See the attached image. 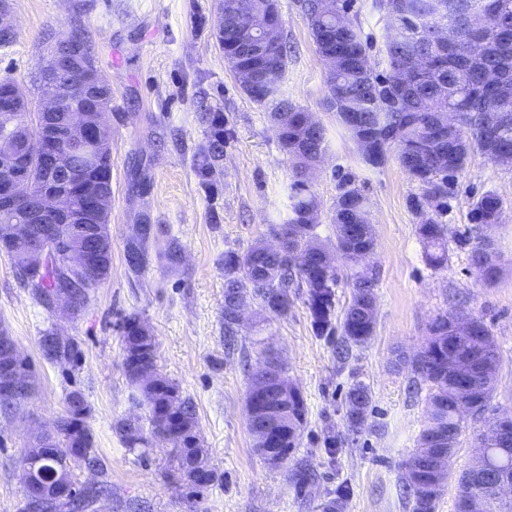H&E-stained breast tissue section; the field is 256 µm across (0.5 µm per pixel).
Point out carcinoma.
<instances>
[{
	"instance_id": "obj_1",
	"label": "carcinoma",
	"mask_w": 512,
	"mask_h": 512,
	"mask_svg": "<svg viewBox=\"0 0 512 512\" xmlns=\"http://www.w3.org/2000/svg\"><path fill=\"white\" fill-rule=\"evenodd\" d=\"M245 8L265 10L282 21L278 0H234ZM443 9L433 14L426 10L425 0H378L377 7L387 20L384 43L385 59L390 71L382 79L369 67L362 68L359 60L369 57L370 46L362 37L359 25L348 15L347 0H338L336 12L321 16L313 13V4H304L310 34L316 51L323 54L320 40L324 28L336 27L340 33L342 59L336 69L327 73L328 94L324 105L336 113V120L350 136L358 135L365 124L380 131L370 147L364 162L372 167L385 163L388 154L395 153L403 170L422 186L427 200L440 210L448 198V180L460 172L473 151L488 159L494 155L512 153V0H440ZM478 15L483 25L474 31L467 26L465 15ZM224 27H216L214 37L224 58L231 67L252 70L265 88L261 92L251 87L244 91L265 107L271 120L281 126L278 139L289 156L294 178L288 191V218L271 227L273 235L283 245L274 252L262 239L240 254L224 252V336L232 342L236 335L238 303L257 304L278 316L288 315L291 303L288 291L304 289L312 326L319 336H332L341 330L345 344H364L374 333L376 315L366 311V295L374 294L377 273L368 275L357 270V253L375 245V237L366 200L354 187L345 186L336 197L332 216L335 229L334 250L320 243L314 233L319 219L320 203L308 185L300 178V170L318 159L325 151V129L312 133L301 121L303 109L295 106L281 93V84L288 72V47L283 30L276 32V42L265 41V32L254 36L258 45L249 51L239 45L229 33V14H224ZM441 26H452L461 36L473 43L481 64L499 71L502 82L489 84L482 78L480 67L464 66L448 56L432 50L430 32ZM79 46L71 58L83 66L85 75L72 74L70 78L81 84L96 80L103 72L95 64L87 37L76 35ZM406 71L412 94L402 95L393 84V73ZM101 97L79 91L66 103L45 116V126L62 136L65 133L71 108L77 105L95 109ZM438 112L456 113L460 118L459 133L435 137L431 133V119ZM206 141L193 160V169L199 184L208 192L214 191L216 168L224 160V113L205 112ZM70 172L84 176L86 192H112V162L102 161L93 143L73 154L67 160ZM33 185L47 175L49 164L41 155L30 154ZM475 224H497L501 218L499 197L489 192L480 196L471 209ZM69 242L59 254L49 258L43 267L27 268L19 264L17 254L28 250L32 241L15 239L0 243V252L6 254L21 282L34 288L44 302L59 292L70 271L69 251L79 242L90 245L95 234L111 240L107 224H73ZM165 234L159 224H137L125 245L128 268L141 275L150 263L152 245ZM418 236L424 247L427 264L433 268L448 261L447 225L429 218L418 225ZM457 245L471 247L470 260L474 270L485 280H493L498 273V256L492 247L484 245L479 237L457 238ZM165 264L175 270L183 262L182 246L174 239L167 242L159 254ZM112 270V253H107L103 266L93 281L83 284L74 279V290L79 293L76 307L80 308L89 291L104 282ZM352 288V300L344 310L341 322H336V288L340 283ZM457 317L442 315L435 319L430 331L438 341L419 351L412 366L429 383L426 397L427 414L448 429L463 428V420L455 417L456 393L454 372L449 355L467 354L475 350L489 360L499 363L498 345L488 327L479 318L471 317L469 333L457 334L452 323ZM120 337L123 366L129 382L135 386L139 401L145 405L146 423H132L124 419L117 424L123 444L131 452L147 454L158 427L174 434L171 442L174 465L169 477L198 495L203 491L197 482V473L209 468L207 452L197 433L195 408L181 397L176 385L156 369V344L146 325L135 313L124 316ZM44 351L57 358L68 351L69 342L48 332L42 337ZM26 368L27 362L16 352V345L5 329H0V385L10 379L13 367ZM476 397L471 413L483 415L489 410L494 386L477 373L472 381ZM371 404V392L362 383L354 384L347 393L346 419L353 430L360 429ZM266 407L276 408L279 415L277 440L274 447L284 457L296 448L307 424V408L298 390L281 396L274 380L258 371L249 374L245 400L246 413H258ZM88 414L81 394L72 392L66 399L65 414L59 417L67 432L39 433L25 450L22 462L33 467L34 480L52 488L61 484L76 487L77 494L71 512H84L90 504L107 496L105 486H77L75 470L92 468L96 462L93 435L86 424ZM467 485L482 503V512H512V482L506 486L472 470L465 471L458 486ZM405 488L413 501V512H435L440 496L424 489L418 490L410 481Z\"/></svg>"
}]
</instances>
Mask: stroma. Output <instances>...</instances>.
<instances>
[{
	"mask_svg": "<svg viewBox=\"0 0 512 512\" xmlns=\"http://www.w3.org/2000/svg\"><path fill=\"white\" fill-rule=\"evenodd\" d=\"M215 0H7L15 37L0 46V79L40 97L47 46L74 31L88 38L95 64L112 84L108 120L112 137V273L71 310L43 303L23 287L0 253V327L8 329L34 379L31 395L0 411V512H22V455L32 437L49 429L69 393L83 396L97 464L78 470V484H106L112 493L98 512H324L344 492V512H413L403 492L404 465L427 422L429 384L407 360L425 344L441 314L480 318L500 350L490 407L512 413V164L473 154L442 211L425 203L422 187L395 157L364 163L359 148L327 112V66L315 50L303 0H279L290 48L282 92L312 113L326 131V150L309 179L320 202L316 234L333 246L330 222L341 179L365 197L375 234L369 259L378 281L371 339L337 356L338 338L316 335L301 293L287 317L250 308L237 344L224 341L225 251H245L268 237L288 211L290 162L268 112L242 89L213 37ZM349 15L372 45L369 61L381 74L385 17L375 0H349ZM224 115V161L218 189L207 193L192 168L206 141L202 113ZM502 201L501 220L489 235L499 274L477 276L469 248L455 239L471 225L482 193ZM447 224L448 262L425 261L417 234L429 217ZM160 224L184 248V263L170 271L152 263L139 276L125 262V243L142 219ZM136 313L156 343V366L196 411L200 440L218 479L197 498L168 481V444L148 456L127 450L115 425L142 416L123 368L118 326ZM74 342L71 356L47 359V330ZM282 360L302 391L308 424L286 464L265 465L254 449L244 409V364L258 365L264 347ZM367 385L372 403L364 426L349 430L345 398Z\"/></svg>",
	"mask_w": 512,
	"mask_h": 512,
	"instance_id": "obj_1",
	"label": "stroma"
}]
</instances>
